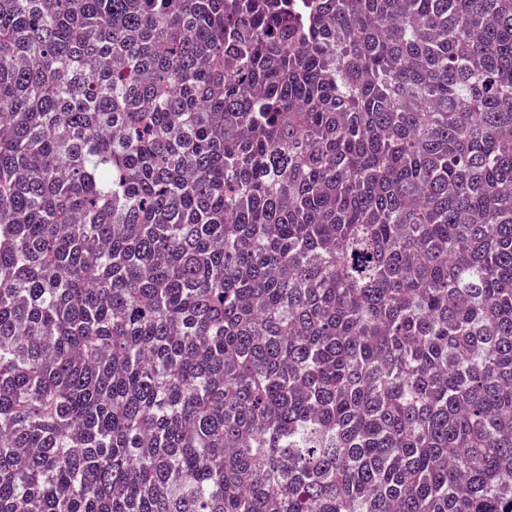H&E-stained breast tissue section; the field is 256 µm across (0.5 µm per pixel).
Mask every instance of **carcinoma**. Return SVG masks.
<instances>
[{
    "mask_svg": "<svg viewBox=\"0 0 512 512\" xmlns=\"http://www.w3.org/2000/svg\"><path fill=\"white\" fill-rule=\"evenodd\" d=\"M0 512H512V0H0Z\"/></svg>",
    "mask_w": 512,
    "mask_h": 512,
    "instance_id": "1",
    "label": "carcinoma"
}]
</instances>
